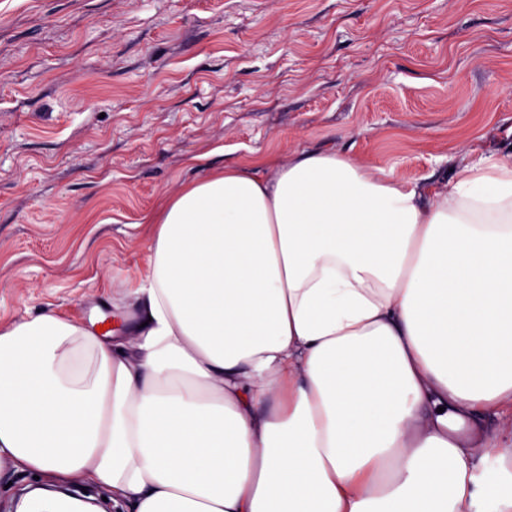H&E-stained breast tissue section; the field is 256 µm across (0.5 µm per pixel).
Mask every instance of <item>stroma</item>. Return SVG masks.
<instances>
[{"label": "stroma", "instance_id": "35a3bbf8", "mask_svg": "<svg viewBox=\"0 0 512 512\" xmlns=\"http://www.w3.org/2000/svg\"><path fill=\"white\" fill-rule=\"evenodd\" d=\"M466 148L512 152V0H0V325L131 312L143 217L212 169Z\"/></svg>", "mask_w": 512, "mask_h": 512}]
</instances>
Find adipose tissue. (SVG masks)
I'll return each mask as SVG.
<instances>
[{
	"label": "adipose tissue",
	"mask_w": 512,
	"mask_h": 512,
	"mask_svg": "<svg viewBox=\"0 0 512 512\" xmlns=\"http://www.w3.org/2000/svg\"><path fill=\"white\" fill-rule=\"evenodd\" d=\"M154 230L124 336L0 327V458L63 512H512V153L447 185L325 152L213 171Z\"/></svg>",
	"instance_id": "1"
}]
</instances>
